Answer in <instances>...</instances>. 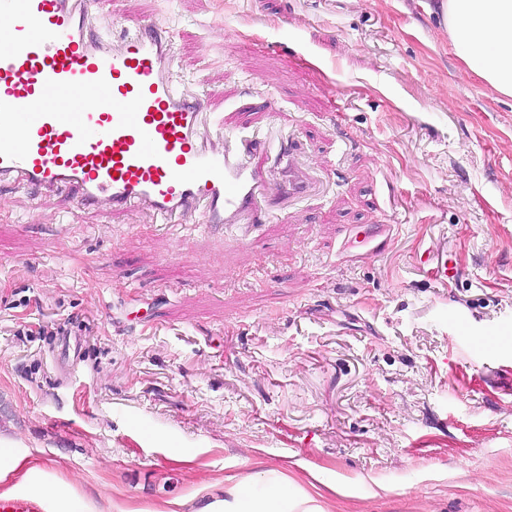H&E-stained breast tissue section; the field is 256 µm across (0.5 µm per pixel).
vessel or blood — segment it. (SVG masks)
<instances>
[{"mask_svg": "<svg viewBox=\"0 0 512 512\" xmlns=\"http://www.w3.org/2000/svg\"><path fill=\"white\" fill-rule=\"evenodd\" d=\"M0 16V184L61 191L87 208H142L159 224L193 214L241 240L268 219L271 175L286 176L285 195L308 190L292 140L268 157L250 124L226 126L187 94L167 20L122 24L113 41L91 32L86 0H0ZM397 231L367 225L357 259L386 252Z\"/></svg>", "mask_w": 512, "mask_h": 512, "instance_id": "b4317fda", "label": "vessel or blood"}]
</instances>
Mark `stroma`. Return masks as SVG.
<instances>
[{
	"label": "stroma",
	"instance_id": "stroma-1",
	"mask_svg": "<svg viewBox=\"0 0 512 512\" xmlns=\"http://www.w3.org/2000/svg\"><path fill=\"white\" fill-rule=\"evenodd\" d=\"M429 2L95 0L174 24L186 89L293 136L314 190L240 242L0 185V443L37 467L20 495L198 512L224 477L318 467L349 492L328 512H512V98ZM357 224L402 230L358 263L338 237Z\"/></svg>",
	"mask_w": 512,
	"mask_h": 512
}]
</instances>
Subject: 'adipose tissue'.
<instances>
[{"instance_id":"adipose-tissue-1","label":"adipose tissue","mask_w":512,"mask_h":512,"mask_svg":"<svg viewBox=\"0 0 512 512\" xmlns=\"http://www.w3.org/2000/svg\"><path fill=\"white\" fill-rule=\"evenodd\" d=\"M448 37L461 60L491 91L512 97V0H440ZM208 485L210 502L199 512H324L312 493L288 480Z\"/></svg>"}]
</instances>
